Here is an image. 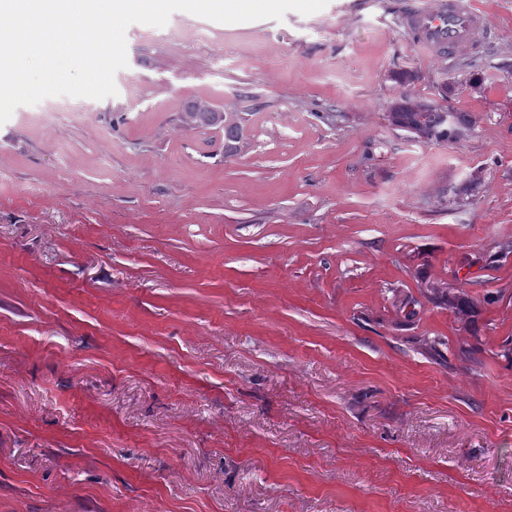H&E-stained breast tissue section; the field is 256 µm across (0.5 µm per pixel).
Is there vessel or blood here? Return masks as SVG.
Masks as SVG:
<instances>
[{"label":"vessel or blood","mask_w":512,"mask_h":512,"mask_svg":"<svg viewBox=\"0 0 512 512\" xmlns=\"http://www.w3.org/2000/svg\"><path fill=\"white\" fill-rule=\"evenodd\" d=\"M401 20L417 47L439 59L476 52L491 35L488 13L478 0H416Z\"/></svg>","instance_id":"1"}]
</instances>
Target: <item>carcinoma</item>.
I'll list each match as a JSON object with an SVG mask.
<instances>
[{"label":"carcinoma","mask_w":512,"mask_h":512,"mask_svg":"<svg viewBox=\"0 0 512 512\" xmlns=\"http://www.w3.org/2000/svg\"><path fill=\"white\" fill-rule=\"evenodd\" d=\"M389 121L404 128L420 142H448L462 138L472 128L469 114L454 107L443 108L435 103L418 102L404 95L396 99L388 113ZM200 127L224 129V146L227 150L236 149L241 140L242 128L235 122L220 124L211 118H200Z\"/></svg>","instance_id":"cac0c4a2"}]
</instances>
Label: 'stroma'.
I'll return each mask as SVG.
<instances>
[{"label":"stroma","mask_w":512,"mask_h":512,"mask_svg":"<svg viewBox=\"0 0 512 512\" xmlns=\"http://www.w3.org/2000/svg\"><path fill=\"white\" fill-rule=\"evenodd\" d=\"M407 2L134 23L0 125V512H512V0L464 67ZM448 108L418 102L404 95L393 102L388 118L393 125L404 128L420 142L455 141L472 128V122L466 112H459L450 105ZM448 112H451L449 117ZM196 112H212L213 116L217 121H222L224 125L221 123L215 122L211 118L207 116H203L199 120L198 128H210V127H218L220 129H224V146L228 151H232L237 149L236 145L233 143H237L241 140L242 137V128L238 123L235 122H226L224 118L228 115L229 118L235 119L236 116L232 112H224L223 110L217 109L210 101L208 100H199L196 104Z\"/></svg>","instance_id":"stroma-1"}]
</instances>
